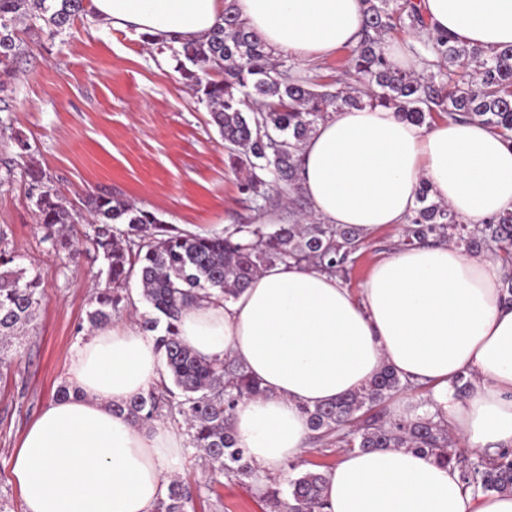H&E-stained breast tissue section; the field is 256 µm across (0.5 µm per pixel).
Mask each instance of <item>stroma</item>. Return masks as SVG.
I'll return each instance as SVG.
<instances>
[{
	"instance_id": "obj_1",
	"label": "stroma",
	"mask_w": 512,
	"mask_h": 512,
	"mask_svg": "<svg viewBox=\"0 0 512 512\" xmlns=\"http://www.w3.org/2000/svg\"><path fill=\"white\" fill-rule=\"evenodd\" d=\"M20 37L15 75L0 93V234L18 264L39 274L45 296L33 327L16 341L19 362L0 376V512H22L11 457L27 425L69 380L70 355L88 337L83 326L104 267L83 218L70 227L81 248L76 261L45 240L28 168L81 215L90 191L201 234L254 223L257 215L206 102L181 79L169 49L98 26L87 14L59 34L39 22ZM401 238L388 227L365 238L347 285L359 287ZM201 456L186 448L176 475L195 491L194 512H271L255 485L210 480Z\"/></svg>"
}]
</instances>
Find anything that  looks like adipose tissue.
Returning <instances> with one entry per match:
<instances>
[{
	"label": "adipose tissue",
	"instance_id": "adipose-tissue-1",
	"mask_svg": "<svg viewBox=\"0 0 512 512\" xmlns=\"http://www.w3.org/2000/svg\"><path fill=\"white\" fill-rule=\"evenodd\" d=\"M93 21L150 43L206 39L232 7L273 56L303 66L355 45L361 0H91ZM429 28L486 49L512 45V0H416ZM300 184L318 222L370 236L403 228L421 184L465 222L512 211V140L470 121L419 125L385 106L345 109L301 147ZM496 260L418 244L375 262L359 291L308 266L278 263L232 300L188 309L182 340L208 360L231 356L263 388L233 417L259 479L307 452L305 411L360 389L383 366L431 388L469 455L512 448V303ZM153 336L98 329L71 356L76 396L50 401L10 466L24 512H154L184 465L169 425L144 431L117 404L160 377ZM474 378L468 397L451 385ZM328 512H512V494L474 492L456 468L408 448L343 452L328 471Z\"/></svg>",
	"mask_w": 512,
	"mask_h": 512
}]
</instances>
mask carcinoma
I'll use <instances>...</instances> for the list:
<instances>
[{
	"label": "carcinoma",
	"instance_id": "1",
	"mask_svg": "<svg viewBox=\"0 0 512 512\" xmlns=\"http://www.w3.org/2000/svg\"><path fill=\"white\" fill-rule=\"evenodd\" d=\"M364 27L359 43L343 62L331 87L293 72L276 59L256 33L247 30L226 6L224 17L203 42L172 48L179 57L182 79L204 96L213 123L230 154L247 171L242 189L254 199L271 202L270 192L298 195L301 144L330 112L384 105L405 119L431 123L444 113L455 121H478L504 134L512 132V46L488 51L456 41L450 35L419 39V52L435 57L429 74L420 76L395 67L381 50L391 30L425 33L427 24L411 0H361ZM85 0H0V90L14 76L19 29L42 20L54 35L85 14ZM35 207L44 238L70 259L80 250L64 233L75 214L41 175L30 172ZM419 207L403 228L402 244L428 240L452 242L469 255L490 251L504 268L512 267V211L480 226L459 218L447 204L419 190ZM92 221L89 243L102 255L105 284L87 312L89 329L97 330L120 316L126 290L137 279L143 299L153 309L141 327L161 330L156 343L173 386L165 381L117 406L140 427L167 414L179 415L189 445L201 449L221 473L258 486L274 512H325L326 472L305 470L288 482V493L258 476L244 449L237 446L231 426L244 399L262 393L260 382L232 359L209 361L178 336L183 312L218 291L236 298L263 269L290 261L311 262L343 275L362 243L349 224H321L301 216L289 224H236L222 234L201 235L165 223L155 213L112 196L87 199ZM44 299L38 275L16 264V256L0 248V369L13 358L5 355L12 339L23 335ZM412 389L390 366L368 384L336 401L305 409L309 428L329 445L347 450L411 448L459 470L475 492L512 493V454L493 460L464 455L448 435L447 425L424 414L396 420L384 404ZM190 487L178 480L155 512H188Z\"/></svg>",
	"mask_w": 512,
	"mask_h": 512
}]
</instances>
